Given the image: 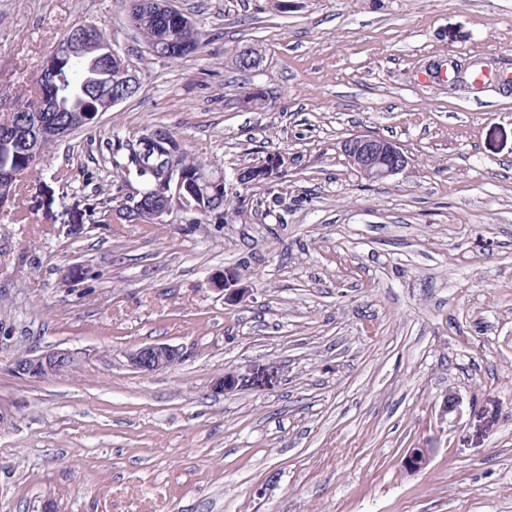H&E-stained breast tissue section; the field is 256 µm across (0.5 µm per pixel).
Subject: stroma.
I'll list each match as a JSON object with an SVG mask.
<instances>
[{"instance_id": "1", "label": "stroma", "mask_w": 512, "mask_h": 512, "mask_svg": "<svg viewBox=\"0 0 512 512\" xmlns=\"http://www.w3.org/2000/svg\"><path fill=\"white\" fill-rule=\"evenodd\" d=\"M290 2L173 0L209 38L163 62L126 0H0V82L33 89L77 22L141 71L0 207V512H512V0ZM249 88L266 108L240 107ZM155 128L230 180L281 153L286 209L261 187L228 224L99 221L132 193L108 138ZM355 132L406 171L365 179L340 151ZM227 268L246 301L212 289ZM149 343L185 357L130 370ZM52 348L76 368L12 372ZM76 363V353L69 349H50L37 353L24 350L18 353L12 371L24 379L44 380L58 375Z\"/></svg>"}]
</instances>
